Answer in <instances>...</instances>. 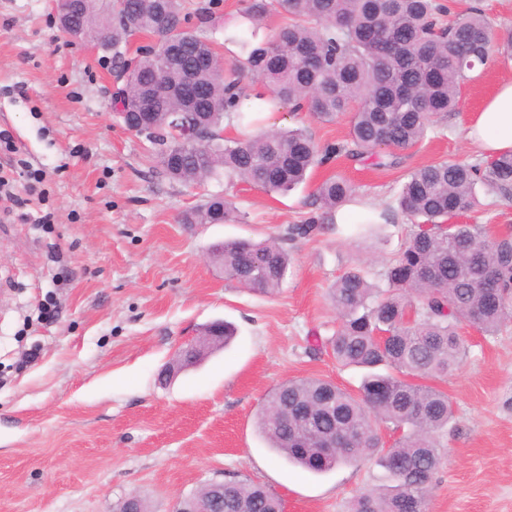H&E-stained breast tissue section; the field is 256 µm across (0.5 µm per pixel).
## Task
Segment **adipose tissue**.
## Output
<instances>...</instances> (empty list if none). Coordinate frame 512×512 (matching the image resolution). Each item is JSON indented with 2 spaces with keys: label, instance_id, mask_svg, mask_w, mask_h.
<instances>
[{
  "label": "adipose tissue",
  "instance_id": "1",
  "mask_svg": "<svg viewBox=\"0 0 512 512\" xmlns=\"http://www.w3.org/2000/svg\"><path fill=\"white\" fill-rule=\"evenodd\" d=\"M467 137L485 157L512 151V81L499 85L471 121Z\"/></svg>",
  "mask_w": 512,
  "mask_h": 512
}]
</instances>
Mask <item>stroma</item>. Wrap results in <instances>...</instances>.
Returning <instances> with one entry per match:
<instances>
[{"instance_id":"obj_1","label":"stroma","mask_w":512,"mask_h":512,"mask_svg":"<svg viewBox=\"0 0 512 512\" xmlns=\"http://www.w3.org/2000/svg\"><path fill=\"white\" fill-rule=\"evenodd\" d=\"M58 0H0V512H112L129 493L149 512H172L206 484L248 479L278 495L285 512H348L352 499L386 485L367 458L313 474L267 447L256 417L267 395L302 377L348 390L359 370L312 345L334 336L328 289L351 266L381 281L412 226L404 216L371 234L357 225L394 204L409 172L439 160H479L464 138L475 112L512 81V58L479 68L460 108L399 164L339 156L288 195L232 188L244 219L183 224L181 214L223 179L205 185L165 176L150 143L112 110L117 59L62 33ZM243 0H223L220 54L241 57L251 25ZM267 125L306 128L322 145L346 143L349 118L322 123L281 109ZM339 176L350 203L321 219L317 186ZM317 217L288 243V274L264 295L225 281L213 244L278 238ZM458 224L512 232V200L488 199ZM223 319L228 349L159 375L184 341ZM466 353L439 380L454 418L441 435L442 463L429 512H512V322L494 336L462 325Z\"/></svg>"}]
</instances>
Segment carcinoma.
I'll use <instances>...</instances> for the list:
<instances>
[{
    "mask_svg": "<svg viewBox=\"0 0 512 512\" xmlns=\"http://www.w3.org/2000/svg\"><path fill=\"white\" fill-rule=\"evenodd\" d=\"M275 12L288 23L268 40L248 41L247 57L227 63L204 35L213 13L182 12L179 0H113L106 13L87 0L75 21L87 38L116 48L124 76L116 93L128 111L153 92L151 124L161 133L162 172L174 181L202 184L224 176L267 193L286 194L315 166L346 156H373L381 147L405 150L424 139L436 119L459 108L468 72L494 53L512 52L489 19L476 9L446 13L437 0H250L242 17L255 26ZM157 37L155 50H117L132 32ZM251 71L265 91L249 93L241 73ZM196 87L186 100L184 80ZM287 106L306 109L321 122L350 114L349 140L318 146L304 129L258 126L257 112ZM187 112L203 126L197 142L179 139L167 113ZM242 128L238 138H213L224 120ZM512 197V151L474 163L435 162L411 172L397 199L385 209L387 224L398 211L414 229L385 267L386 287L353 267L328 291L340 319L327 346L342 366L365 370L357 393L321 378L292 379L276 387L257 416L269 448L289 463L326 473L372 456L391 482L350 502L349 512H428V493L441 465L440 437L453 420L448 394L424 384L457 370L464 345L459 324L487 336L512 318V234L486 235L473 224H450L459 211L480 205L478 191ZM352 187L330 177L316 189L315 203L332 214L352 198ZM234 202L210 195L183 212L184 224H227L239 219ZM317 219L293 225L276 241H226L212 248L224 279L263 294L276 293L290 258L283 242L314 230ZM401 430L392 447L380 427ZM218 512H282V500L244 480L224 482Z\"/></svg>",
    "mask_w": 512,
    "mask_h": 512,
    "instance_id": "cac0c4a2",
    "label": "carcinoma"
}]
</instances>
